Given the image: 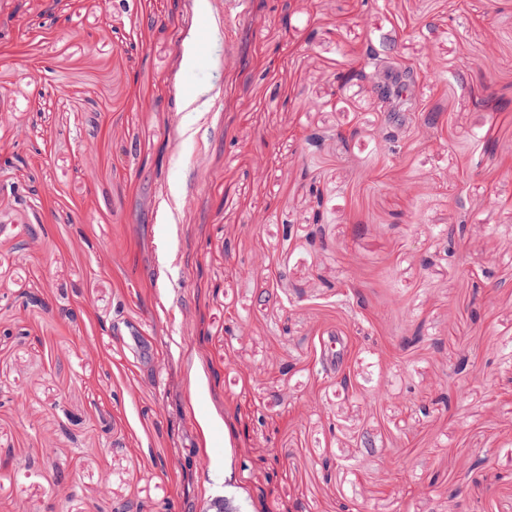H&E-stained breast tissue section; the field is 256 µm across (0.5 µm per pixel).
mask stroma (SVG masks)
Returning <instances> with one entry per match:
<instances>
[{"label":"stroma","mask_w":512,"mask_h":512,"mask_svg":"<svg viewBox=\"0 0 512 512\" xmlns=\"http://www.w3.org/2000/svg\"><path fill=\"white\" fill-rule=\"evenodd\" d=\"M128 3L0 0V512H512V0ZM390 63L380 62L375 65L374 69L367 73V80L371 81L376 90L378 103L380 104L383 112L391 110V103L395 98L396 88L390 79H383V74L391 69Z\"/></svg>","instance_id":"obj_1"}]
</instances>
